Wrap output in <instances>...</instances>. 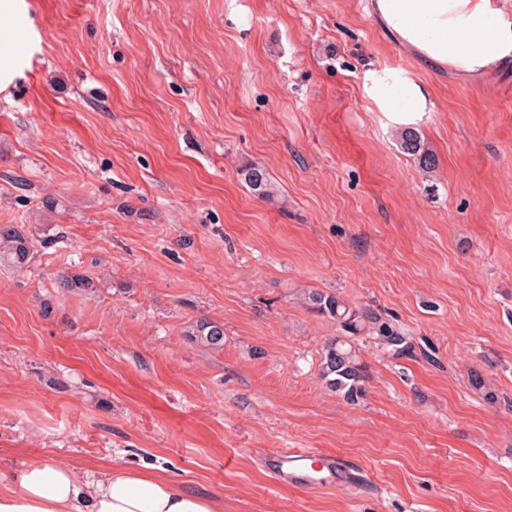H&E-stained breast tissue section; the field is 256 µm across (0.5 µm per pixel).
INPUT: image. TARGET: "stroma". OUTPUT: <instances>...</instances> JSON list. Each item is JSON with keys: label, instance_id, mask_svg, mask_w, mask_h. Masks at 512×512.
Wrapping results in <instances>:
<instances>
[{"label": "stroma", "instance_id": "1", "mask_svg": "<svg viewBox=\"0 0 512 512\" xmlns=\"http://www.w3.org/2000/svg\"><path fill=\"white\" fill-rule=\"evenodd\" d=\"M21 22L0 225L34 254L0 265V468L121 462L223 512H512V70L424 67L368 0H16L0 38ZM371 65L430 85L433 171L362 98ZM312 289L429 357L363 342L348 404L319 376L336 324ZM288 448L354 483H276L263 457ZM243 177L252 192L258 197H267L271 194V183L264 168L250 166L243 170Z\"/></svg>", "mask_w": 512, "mask_h": 512}]
</instances>
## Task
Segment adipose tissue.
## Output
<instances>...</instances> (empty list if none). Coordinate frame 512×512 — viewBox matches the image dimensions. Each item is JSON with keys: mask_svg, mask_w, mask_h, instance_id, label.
Masks as SVG:
<instances>
[{"mask_svg": "<svg viewBox=\"0 0 512 512\" xmlns=\"http://www.w3.org/2000/svg\"><path fill=\"white\" fill-rule=\"evenodd\" d=\"M370 14L426 66L476 80L512 68V0H370ZM360 88L396 128L415 127L435 103L413 71L366 68ZM0 512H222L210 496L116 464L94 482L64 465L34 461L0 471Z\"/></svg>", "mask_w": 512, "mask_h": 512, "instance_id": "ef3b65f1", "label": "adipose tissue"}]
</instances>
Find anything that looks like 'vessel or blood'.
<instances>
[{"instance_id": "obj_1", "label": "vessel or blood", "mask_w": 512, "mask_h": 512, "mask_svg": "<svg viewBox=\"0 0 512 512\" xmlns=\"http://www.w3.org/2000/svg\"><path fill=\"white\" fill-rule=\"evenodd\" d=\"M266 463L276 481L302 491L352 480L350 473L335 457L306 448L269 453Z\"/></svg>"}]
</instances>
